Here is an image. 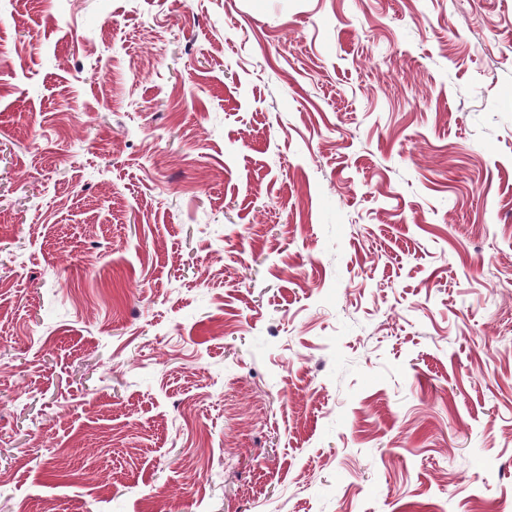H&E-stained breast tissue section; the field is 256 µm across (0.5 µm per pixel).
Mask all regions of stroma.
<instances>
[{
  "label": "stroma",
  "instance_id": "35a3bbf8",
  "mask_svg": "<svg viewBox=\"0 0 512 512\" xmlns=\"http://www.w3.org/2000/svg\"><path fill=\"white\" fill-rule=\"evenodd\" d=\"M0 512H512V0H0Z\"/></svg>",
  "mask_w": 512,
  "mask_h": 512
}]
</instances>
